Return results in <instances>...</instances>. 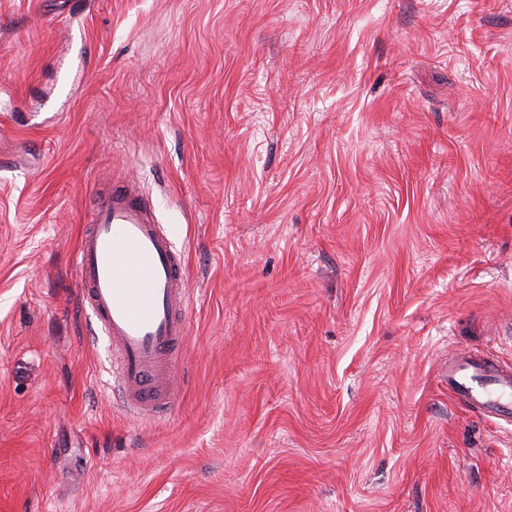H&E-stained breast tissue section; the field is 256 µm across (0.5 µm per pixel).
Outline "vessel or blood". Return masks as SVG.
Wrapping results in <instances>:
<instances>
[{
	"instance_id": "1",
	"label": "vessel or blood",
	"mask_w": 512,
	"mask_h": 512,
	"mask_svg": "<svg viewBox=\"0 0 512 512\" xmlns=\"http://www.w3.org/2000/svg\"><path fill=\"white\" fill-rule=\"evenodd\" d=\"M80 302L112 348L113 380L123 407L167 412L173 370L185 339V257L131 184L96 196L76 254ZM448 386L491 421L512 423V372L469 350L448 364Z\"/></svg>"
}]
</instances>
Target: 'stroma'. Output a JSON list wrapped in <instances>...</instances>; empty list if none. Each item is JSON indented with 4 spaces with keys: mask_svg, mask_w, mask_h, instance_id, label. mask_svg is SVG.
<instances>
[{
    "mask_svg": "<svg viewBox=\"0 0 512 512\" xmlns=\"http://www.w3.org/2000/svg\"><path fill=\"white\" fill-rule=\"evenodd\" d=\"M187 267L166 414L78 304L96 194ZM512 0H0V512H512ZM448 387L493 422L512 423V372L483 362L464 349L448 362Z\"/></svg>",
    "mask_w": 512,
    "mask_h": 512,
    "instance_id": "35a3bbf8",
    "label": "stroma"
}]
</instances>
